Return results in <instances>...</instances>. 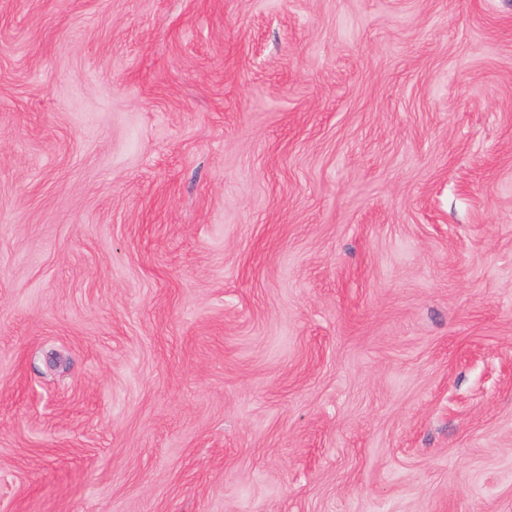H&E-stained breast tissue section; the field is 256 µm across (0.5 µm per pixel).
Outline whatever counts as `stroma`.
<instances>
[{
	"label": "stroma",
	"instance_id": "obj_1",
	"mask_svg": "<svg viewBox=\"0 0 512 512\" xmlns=\"http://www.w3.org/2000/svg\"><path fill=\"white\" fill-rule=\"evenodd\" d=\"M512 512V0H0V512Z\"/></svg>",
	"mask_w": 512,
	"mask_h": 512
}]
</instances>
